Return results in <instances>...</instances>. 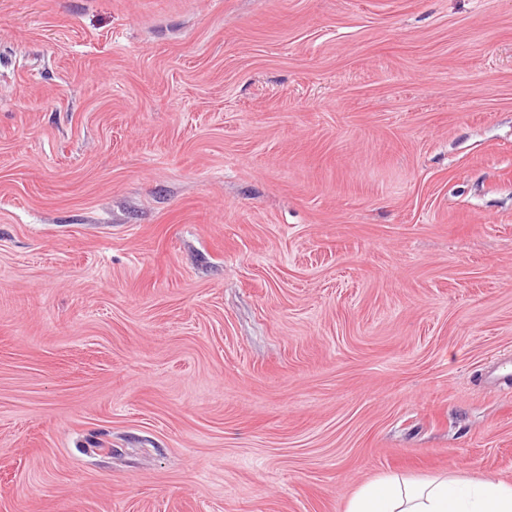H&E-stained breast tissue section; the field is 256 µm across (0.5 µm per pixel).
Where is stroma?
Segmentation results:
<instances>
[{"label": "stroma", "mask_w": 512, "mask_h": 512, "mask_svg": "<svg viewBox=\"0 0 512 512\" xmlns=\"http://www.w3.org/2000/svg\"><path fill=\"white\" fill-rule=\"evenodd\" d=\"M512 484V0H0V512Z\"/></svg>", "instance_id": "35a3bbf8"}]
</instances>
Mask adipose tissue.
Returning a JSON list of instances; mask_svg holds the SVG:
<instances>
[{
	"label": "adipose tissue",
	"instance_id": "obj_1",
	"mask_svg": "<svg viewBox=\"0 0 512 512\" xmlns=\"http://www.w3.org/2000/svg\"><path fill=\"white\" fill-rule=\"evenodd\" d=\"M347 512H512V484L384 476L363 486Z\"/></svg>",
	"mask_w": 512,
	"mask_h": 512
}]
</instances>
